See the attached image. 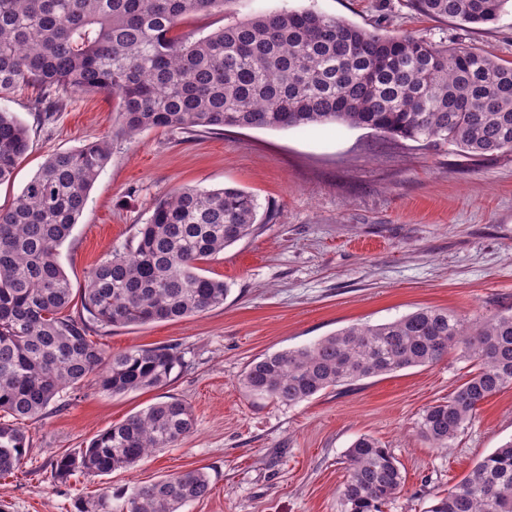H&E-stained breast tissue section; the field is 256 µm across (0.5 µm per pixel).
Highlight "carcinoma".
Instances as JSON below:
<instances>
[{
    "mask_svg": "<svg viewBox=\"0 0 512 512\" xmlns=\"http://www.w3.org/2000/svg\"><path fill=\"white\" fill-rule=\"evenodd\" d=\"M226 0H0V96L22 84L117 97L122 130L188 132L327 124L370 129L483 159L512 154V62L406 33L381 34L311 9L234 21L189 41L190 14ZM418 12L465 24L496 21L512 0H411ZM26 125L0 109V183L28 150ZM110 157L105 140L55 153L0 208V476L31 449L22 422L45 414L90 377L114 395L161 388L182 357L168 345L108 355L95 327L141 326L224 306L227 283L201 263L251 235L257 203L243 189L180 186L157 202L132 245L93 265L81 309L59 261ZM474 370L448 400L426 407L420 436L446 448L489 397L512 388V311L475 322L422 307L394 321L355 324L292 350L265 354L243 379L253 396L299 404L329 388L448 355ZM191 406L167 396L56 455L55 477L107 474L176 445ZM343 512H383L403 490L393 455L362 436L347 449ZM211 493L204 469L137 487L122 512H180ZM78 512H112L102 493ZM429 512H512V440L476 464Z\"/></svg>",
    "mask_w": 512,
    "mask_h": 512,
    "instance_id": "carcinoma-1",
    "label": "carcinoma"
}]
</instances>
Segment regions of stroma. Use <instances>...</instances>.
I'll return each mask as SVG.
<instances>
[{"label":"stroma","mask_w":512,"mask_h":512,"mask_svg":"<svg viewBox=\"0 0 512 512\" xmlns=\"http://www.w3.org/2000/svg\"><path fill=\"white\" fill-rule=\"evenodd\" d=\"M313 8L369 30L412 33L512 61V12L492 23L430 18L410 0H227L223 12L191 15L179 34L200 38L270 10ZM39 87L0 97L28 128L30 148L10 181L8 206L47 157L105 139L111 156L60 248L74 294L106 254L130 245L172 189L235 186L254 196L253 235L205 261L231 291L223 307L143 326L101 330L109 354L172 345L184 365L166 387L113 395L89 381L57 408L26 422L32 448L0 478V512H77L101 492L120 512L133 488L206 468L212 491L181 512H343L346 451L366 435L388 448L405 478L384 512H430L436 497L512 440V389L479 405L451 448L424 441L417 422L447 400L471 370L446 358L327 390L288 405L257 399L241 380L265 354L308 345L356 323L381 324L435 306L466 318L512 307V156L475 162L369 129L158 128L128 138L117 98L57 93L52 118L36 108ZM166 396L188 402L193 431L177 445L108 474L55 479V451L85 447L99 432Z\"/></svg>","instance_id":"stroma-1"}]
</instances>
